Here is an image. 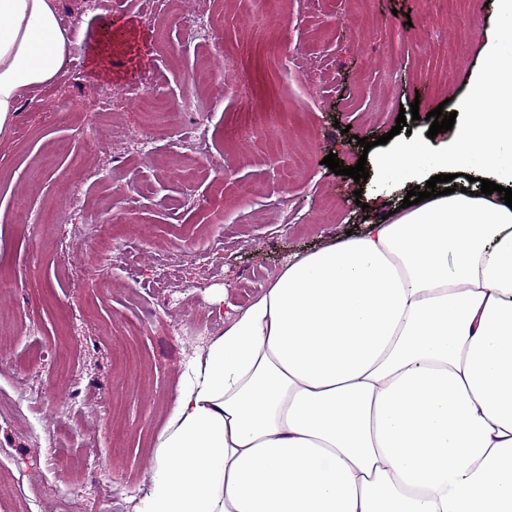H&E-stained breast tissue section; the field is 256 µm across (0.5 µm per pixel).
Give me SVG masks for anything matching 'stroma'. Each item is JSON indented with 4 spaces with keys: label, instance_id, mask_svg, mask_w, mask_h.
<instances>
[{
    "label": "stroma",
    "instance_id": "stroma-1",
    "mask_svg": "<svg viewBox=\"0 0 512 512\" xmlns=\"http://www.w3.org/2000/svg\"><path fill=\"white\" fill-rule=\"evenodd\" d=\"M283 21L281 55H266L265 15L251 0H118L124 35L102 51L103 19L84 14L87 63L59 76L0 133V273L17 284L0 298V512H135L147 486L151 438L174 403L187 362L245 308L288 258L360 229L402 204L406 188L377 173L358 184L332 173L337 154L362 147L418 103L411 138L428 112L457 101L496 34L494 6L459 0H270ZM219 25L222 51L184 46L181 20ZM230 60L224 85L204 83L182 108L188 74ZM174 105L147 122L135 93L144 71ZM126 90L112 112L98 89ZM68 109L38 119L36 107ZM252 112H284L270 133L290 159L268 151ZM127 143L89 149L100 124ZM148 136L151 156L137 143ZM193 136L200 172L180 182V142ZM224 160L215 174L211 158ZM82 181L72 206L64 181ZM168 267L171 286L151 281ZM69 402V418L56 412Z\"/></svg>",
    "mask_w": 512,
    "mask_h": 512
}]
</instances>
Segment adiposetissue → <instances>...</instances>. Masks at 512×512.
<instances>
[{
	"label": "adipose tissue",
	"mask_w": 512,
	"mask_h": 512,
	"mask_svg": "<svg viewBox=\"0 0 512 512\" xmlns=\"http://www.w3.org/2000/svg\"><path fill=\"white\" fill-rule=\"evenodd\" d=\"M448 149L384 181L512 185V0ZM56 0H0V132L66 67ZM135 512H512V208L454 192L292 256L181 376Z\"/></svg>",
	"instance_id": "adipose-tissue-1"
}]
</instances>
